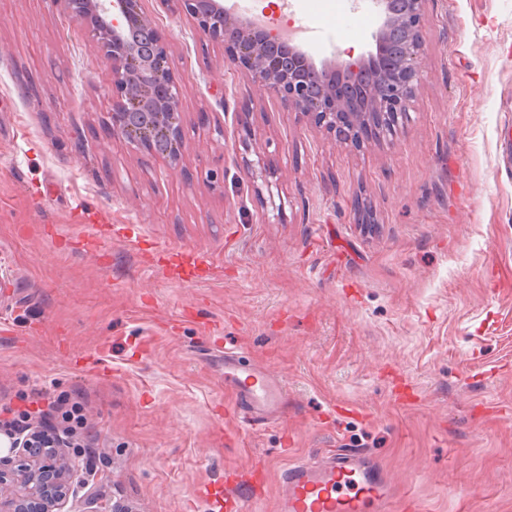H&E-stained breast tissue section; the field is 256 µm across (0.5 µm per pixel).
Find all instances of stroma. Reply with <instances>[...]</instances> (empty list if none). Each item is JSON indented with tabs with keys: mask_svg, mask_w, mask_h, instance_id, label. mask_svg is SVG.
Segmentation results:
<instances>
[{
	"mask_svg": "<svg viewBox=\"0 0 512 512\" xmlns=\"http://www.w3.org/2000/svg\"><path fill=\"white\" fill-rule=\"evenodd\" d=\"M139 5L187 87L175 169L104 134L111 68L55 0H0V418L83 402L73 512H220L226 478L265 471L271 500L340 450L379 460L392 512H512V0H430L405 127L360 147ZM271 9L315 60L374 47L370 0ZM228 350L286 383L277 422L236 432Z\"/></svg>",
	"mask_w": 512,
	"mask_h": 512,
	"instance_id": "stroma-1",
	"label": "stroma"
}]
</instances>
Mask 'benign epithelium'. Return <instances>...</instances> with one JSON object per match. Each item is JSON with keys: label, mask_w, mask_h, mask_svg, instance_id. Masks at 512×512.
<instances>
[{"label": "benign epithelium", "mask_w": 512, "mask_h": 512, "mask_svg": "<svg viewBox=\"0 0 512 512\" xmlns=\"http://www.w3.org/2000/svg\"><path fill=\"white\" fill-rule=\"evenodd\" d=\"M93 37L112 66V107L105 127L135 152L182 159L187 88L175 77L168 47L138 0H55ZM429 0H372L380 18L375 50L316 65L303 44L265 23L238 15L224 0H163L196 30L224 47V64L246 72L284 112L308 115L360 143L396 135L420 91L423 29ZM78 459L11 440L0 456V512H60L68 504Z\"/></svg>", "instance_id": "benign-epithelium-1"}]
</instances>
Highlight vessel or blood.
Instances as JSON below:
<instances>
[{"instance_id":"vessel-or-blood-1","label":"vessel or blood","mask_w":512,"mask_h":512,"mask_svg":"<svg viewBox=\"0 0 512 512\" xmlns=\"http://www.w3.org/2000/svg\"><path fill=\"white\" fill-rule=\"evenodd\" d=\"M224 384L236 398L235 417L249 428L266 423L286 402L282 384L262 368L244 364L238 352L224 354ZM276 512H390L395 489L384 471L362 453L326 455L288 466ZM261 498L228 493L225 512H263Z\"/></svg>"}]
</instances>
